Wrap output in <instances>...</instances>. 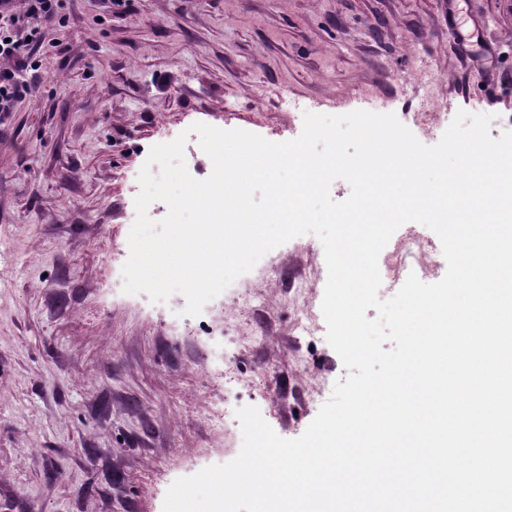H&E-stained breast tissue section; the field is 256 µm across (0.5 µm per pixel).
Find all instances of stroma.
<instances>
[{
	"mask_svg": "<svg viewBox=\"0 0 512 512\" xmlns=\"http://www.w3.org/2000/svg\"><path fill=\"white\" fill-rule=\"evenodd\" d=\"M62 15L32 97L0 118V512H163L173 459L218 438L224 385L202 369L226 347L108 294L150 148L196 123L284 142L307 112L512 113V0H64ZM320 244L276 247L265 305L235 319V374L261 371L252 405L286 439L316 416L320 378L347 375L326 338L295 333L292 282L323 299Z\"/></svg>",
	"mask_w": 512,
	"mask_h": 512,
	"instance_id": "35a3bbf8",
	"label": "stroma"
}]
</instances>
